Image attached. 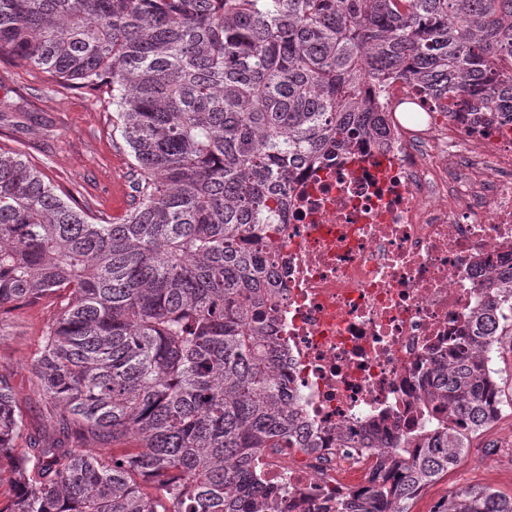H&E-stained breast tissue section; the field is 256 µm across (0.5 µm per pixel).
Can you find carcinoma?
<instances>
[{
  "label": "carcinoma",
  "instance_id": "obj_1",
  "mask_svg": "<svg viewBox=\"0 0 512 512\" xmlns=\"http://www.w3.org/2000/svg\"><path fill=\"white\" fill-rule=\"evenodd\" d=\"M4 50L112 96L134 181L117 223L0 150V315L57 310L31 373L59 432L18 450L0 373V512H288L251 470L311 447L264 308L286 175L382 130L367 82L438 88L460 112L472 88L512 85V0H0ZM497 314L448 348L424 390L436 424L406 440L416 454L396 444L394 482L333 512H411L498 420ZM433 512H512V496L466 488Z\"/></svg>",
  "mask_w": 512,
  "mask_h": 512
}]
</instances>
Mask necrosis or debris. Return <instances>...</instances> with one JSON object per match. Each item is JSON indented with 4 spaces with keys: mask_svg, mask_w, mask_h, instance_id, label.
I'll use <instances>...</instances> for the list:
<instances>
[{
    "mask_svg": "<svg viewBox=\"0 0 512 512\" xmlns=\"http://www.w3.org/2000/svg\"><path fill=\"white\" fill-rule=\"evenodd\" d=\"M369 96L384 131L295 170L269 271L278 365L312 446L265 449L253 467L286 488L290 512L390 475L392 444L431 416L422 382L512 287V101L477 95L436 133L402 110L447 99L394 82ZM340 436L362 445L337 447Z\"/></svg>",
    "mask_w": 512,
    "mask_h": 512,
    "instance_id": "obj_1",
    "label": "necrosis or debris"
}]
</instances>
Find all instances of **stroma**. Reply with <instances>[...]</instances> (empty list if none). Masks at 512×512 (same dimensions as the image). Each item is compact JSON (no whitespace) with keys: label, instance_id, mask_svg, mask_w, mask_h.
I'll return each instance as SVG.
<instances>
[{"label":"stroma","instance_id":"35a3bbf8","mask_svg":"<svg viewBox=\"0 0 512 512\" xmlns=\"http://www.w3.org/2000/svg\"><path fill=\"white\" fill-rule=\"evenodd\" d=\"M0 147L22 149L28 159L63 190H79L93 211L120 218L131 194L132 158L116 127L110 99L52 83L49 74L0 55ZM50 310L23 308L0 318V373L21 398L31 435L43 428L44 406L33 387L30 360ZM500 373L501 417L472 443L448 473L427 486L411 512H433L453 491L491 487L512 495V343L493 353ZM497 442L488 453L487 442Z\"/></svg>","mask_w":512,"mask_h":512}]
</instances>
